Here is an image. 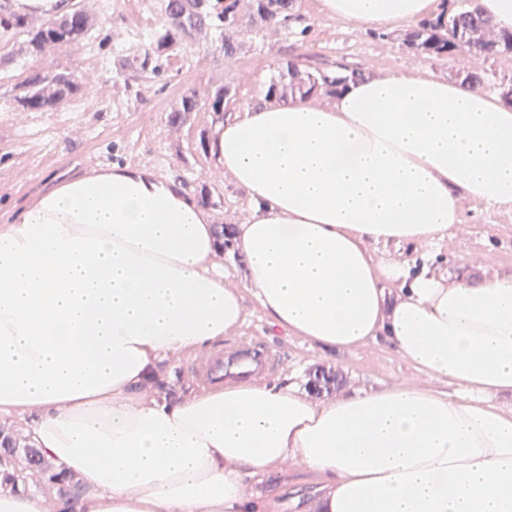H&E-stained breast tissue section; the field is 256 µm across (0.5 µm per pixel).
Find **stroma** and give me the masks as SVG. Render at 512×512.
Masks as SVG:
<instances>
[{
    "label": "stroma",
    "instance_id": "35a3bbf8",
    "mask_svg": "<svg viewBox=\"0 0 512 512\" xmlns=\"http://www.w3.org/2000/svg\"><path fill=\"white\" fill-rule=\"evenodd\" d=\"M295 11L309 27L306 34L270 28L255 35L248 17H241L239 38L244 48L230 60L213 54L208 38L198 36L180 66L168 69L140 102L126 91L121 77L107 69L113 49L125 46L133 29L132 20L118 9L107 12V25L90 44L64 43L26 63L36 70L78 71L87 85L83 96L53 112L24 111L11 100L12 79L1 78L0 224L13 223L28 203L57 181L115 165L142 166L179 183L194 201L202 202L219 243L215 261H234L235 280L240 283L246 266L233 256V229L248 218L251 205L232 176L211 157L209 145L215 128L248 106L279 62L291 59L311 72L356 68L370 77L420 67L455 82L461 81L464 69L476 65L486 74L480 92L497 96L502 93L503 76L512 75V54L479 61L463 48L452 58L430 59L403 45V28L393 29L391 38L382 40L373 31L322 15L318 0H296ZM220 85L230 88L223 114L204 107L187 113L182 122L171 123L170 110L183 95L194 92L203 97ZM462 214L460 230L450 232L435 252L433 269L469 277L473 271L466 258L477 255L487 273H511L512 209L466 199ZM243 304L245 322L225 337V344L262 336L284 359L274 382L292 384L314 400L330 402L405 379L447 394L457 390L448 379L419 372L387 341L326 351L271 327L251 292H244ZM32 449L28 419H0L1 490L17 491L11 479L15 464ZM248 492L252 512H318V486L301 469L272 470L262 479L251 480Z\"/></svg>",
    "mask_w": 512,
    "mask_h": 512
}]
</instances>
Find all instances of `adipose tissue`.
Here are the masks:
<instances>
[{
  "label": "adipose tissue",
  "instance_id": "obj_1",
  "mask_svg": "<svg viewBox=\"0 0 512 512\" xmlns=\"http://www.w3.org/2000/svg\"><path fill=\"white\" fill-rule=\"evenodd\" d=\"M319 9L384 31L435 0ZM210 151L251 202L242 285L184 189L141 167L60 181L0 224V418L31 417L36 447L80 476V512H249L248 478L284 466L316 475L321 512H512V274L458 279L368 248L437 247L466 198L512 207V105L405 68L326 107L244 108ZM246 290L270 326L335 349L385 339L459 391L161 397L164 361L236 331ZM0 512L67 503L1 491Z\"/></svg>",
  "mask_w": 512,
  "mask_h": 512
}]
</instances>
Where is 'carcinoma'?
I'll use <instances>...</instances> for the list:
<instances>
[{
  "label": "carcinoma",
  "mask_w": 512,
  "mask_h": 512,
  "mask_svg": "<svg viewBox=\"0 0 512 512\" xmlns=\"http://www.w3.org/2000/svg\"><path fill=\"white\" fill-rule=\"evenodd\" d=\"M13 6V0H0V33L24 34L29 56L41 55L62 43L84 41L93 28L83 11L72 5L62 13L49 16L37 27L30 26L29 16L16 12ZM440 7L437 18L422 20L403 35L402 44L406 48L429 58L450 57L463 46L483 60L512 53V32L497 30L472 4L441 0ZM294 8L295 0H161L162 21L150 29L142 47L132 53L129 65L121 66L119 74L125 77L126 88H135L134 95L138 98L167 70L170 59L192 48L197 34L208 33L210 48L232 59L242 49L234 37L239 11H244L259 31L270 26L286 30L297 19ZM362 77L364 73L358 69L344 77L329 71L303 75L296 62L283 61L263 87L256 104L284 99L290 94L308 98L320 88L334 94L347 79ZM83 87L79 74L73 70L29 69L22 73L12 91L14 100L23 109L54 112L82 92ZM229 94L227 86L214 88L207 97L210 110L224 111V97ZM200 106V98L192 92L182 96L172 111L197 112Z\"/></svg>",
  "instance_id": "obj_1"
}]
</instances>
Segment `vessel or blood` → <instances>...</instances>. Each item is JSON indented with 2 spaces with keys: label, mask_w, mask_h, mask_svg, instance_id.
<instances>
[{
  "label": "vessel or blood",
  "mask_w": 512,
  "mask_h": 512,
  "mask_svg": "<svg viewBox=\"0 0 512 512\" xmlns=\"http://www.w3.org/2000/svg\"><path fill=\"white\" fill-rule=\"evenodd\" d=\"M282 365L280 355L256 338L243 346L213 352L206 361L194 366L193 373L197 384L207 388L229 378L245 381L260 375L273 374Z\"/></svg>",
  "instance_id": "vessel-or-blood-1"
}]
</instances>
